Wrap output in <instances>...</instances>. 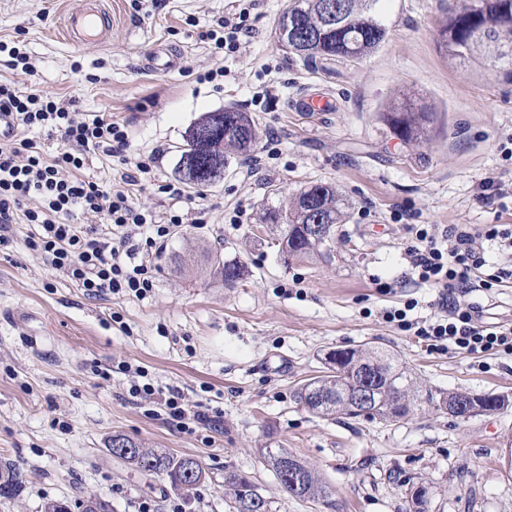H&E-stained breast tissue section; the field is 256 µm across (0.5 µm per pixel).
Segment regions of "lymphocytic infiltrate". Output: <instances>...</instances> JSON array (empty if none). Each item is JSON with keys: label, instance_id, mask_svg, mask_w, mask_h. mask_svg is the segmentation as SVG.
I'll use <instances>...</instances> for the list:
<instances>
[{"label": "lymphocytic infiltrate", "instance_id": "lymphocytic-infiltrate-1", "mask_svg": "<svg viewBox=\"0 0 512 512\" xmlns=\"http://www.w3.org/2000/svg\"><path fill=\"white\" fill-rule=\"evenodd\" d=\"M246 10L217 19L215 28L203 32L219 50L238 51L252 30ZM0 114L11 121L16 138L0 143V242L8 240L16 213H23L34 230L26 243L41 252L51 267L71 279L85 295L134 293L143 298L156 286L155 265L148 251L166 245L182 217H157L137 205L129 191L138 180L150 179L152 167L135 161L134 173L118 182L99 183L81 178L89 153L124 155L130 147L125 126L102 115H79L55 96L33 89L18 93L0 84ZM39 130L59 135L62 146L46 154L40 141L31 138ZM99 218L100 227L72 223L74 213ZM144 244H137V235ZM416 245L406 255L418 283L438 290L440 315L429 320L411 319L417 303L387 310V321L424 337L435 351L461 354L504 352L512 354V323L486 320L484 310L471 296L512 281V265L487 258L489 247L512 254V224H451L440 233L427 227L415 230ZM129 394L159 405L179 429H218L221 411L205 404L187 409L177 387L147 380L135 370Z\"/></svg>", "mask_w": 512, "mask_h": 512}]
</instances>
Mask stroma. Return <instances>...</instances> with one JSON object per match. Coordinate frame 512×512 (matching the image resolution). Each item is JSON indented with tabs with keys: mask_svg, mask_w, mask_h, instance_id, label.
<instances>
[{
	"mask_svg": "<svg viewBox=\"0 0 512 512\" xmlns=\"http://www.w3.org/2000/svg\"><path fill=\"white\" fill-rule=\"evenodd\" d=\"M74 2L0 0V41L34 67L29 75L0 60V83L124 123L130 155L154 160L153 181L132 189L135 202L159 216L177 209L183 222L154 257L150 296L91 298L27 249L32 227L16 215L0 245V466L15 468L22 486L0 498V512H42L50 500L73 506L90 492L112 512H138L144 501L165 512L168 482L112 456L115 433L201 462L208 478L190 512H230L228 472L251 477L272 512H405L410 479L429 487V512H512V406L460 420L424 405L386 423L322 418L297 398L328 351L368 346L397 352L434 390L512 396V355L433 351L383 318L410 299L414 317L436 311L435 291L411 279L412 225L512 224V198L486 197L480 186L486 177L512 183V161L499 150L512 135V83L490 62L463 66L440 54L448 0H386L385 44L330 74L278 43L288 0H259L253 34L236 53L200 38L233 0H157L146 13L112 0L109 43L81 50L58 34ZM160 44L183 55L182 69L147 68ZM210 70L216 78L204 81ZM408 90L435 110L432 138L419 147L379 116ZM304 94L332 95L337 109L306 116L293 107ZM227 107L255 118L263 168L250 176L237 160L220 182L184 186L172 203L158 186L176 182L187 128ZM311 181L342 191L349 220L336 227L332 259L286 266L257 222L258 205L269 187L289 192ZM200 246L239 256L245 279L227 287L176 274V258ZM129 366L179 387L188 405L223 410L222 428L180 431L129 396ZM266 446L314 468L333 507L283 492L259 454Z\"/></svg>",
	"mask_w": 512,
	"mask_h": 512,
	"instance_id": "stroma-1",
	"label": "stroma"
}]
</instances>
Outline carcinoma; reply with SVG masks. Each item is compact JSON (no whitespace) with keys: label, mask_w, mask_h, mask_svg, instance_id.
Segmentation results:
<instances>
[{"label":"carcinoma","mask_w":512,"mask_h":512,"mask_svg":"<svg viewBox=\"0 0 512 512\" xmlns=\"http://www.w3.org/2000/svg\"><path fill=\"white\" fill-rule=\"evenodd\" d=\"M380 0H288L286 13L294 29L283 35L276 27L278 41L306 63L318 60L344 59L360 62L376 52L388 39V27L376 12ZM512 13V0H460L445 12L438 36L439 48L445 56L460 63L491 59L506 81H512V34H502L505 17ZM382 121L406 144L418 146L424 141L433 122V110L417 103L408 92L394 99L381 112ZM259 132L254 118L247 112L226 108L208 112L194 122L185 133L186 148L177 163L180 178L191 185H210L224 178L231 162L248 155L255 147ZM304 194L309 202L297 199L298 192L273 206L261 204L259 221L270 227L277 242L278 255L284 265L304 262L329 252L333 237L316 239L309 233L314 215L322 214L330 224L346 219L348 201L333 184L310 182ZM191 266L218 276L224 285L241 282L246 266L237 258L226 259L219 253L202 251L190 260ZM344 361L325 359L323 374L313 377L298 390L299 400L312 412L321 415L342 414L360 418L362 414L347 411V395L360 371L370 368L379 374L377 402L381 411L400 420L416 411L417 398L424 397L438 410H443L458 395L456 391L426 388L400 361L398 354L375 348H350L343 351ZM135 449L125 454L118 444ZM109 451L126 461L132 469L146 475L164 477L172 489L190 496L207 479L200 462L189 456H175L163 449L147 448L120 434L112 436ZM260 454L273 472L280 487L288 495L333 507L326 486L312 469L299 492H294L284 478L283 459L293 456L286 448H262ZM21 475L11 471L0 475V496L10 497L19 489ZM225 491L233 512H243L248 501L256 498L260 512H271L270 501L256 484L242 483L239 475L227 474ZM82 512H110L109 502L97 494L80 500Z\"/></svg>","instance_id":"obj_1"}]
</instances>
